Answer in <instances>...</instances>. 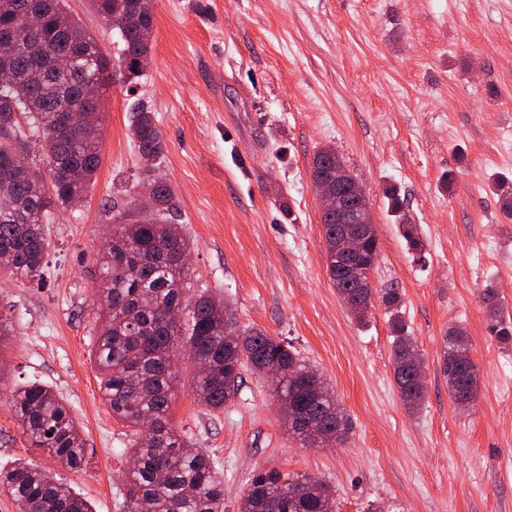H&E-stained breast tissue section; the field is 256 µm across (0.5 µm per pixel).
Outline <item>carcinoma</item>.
I'll list each match as a JSON object with an SVG mask.
<instances>
[{"label":"carcinoma","instance_id":"1","mask_svg":"<svg viewBox=\"0 0 512 512\" xmlns=\"http://www.w3.org/2000/svg\"><path fill=\"white\" fill-rule=\"evenodd\" d=\"M117 34V52H102L93 37L69 12L66 0H0V67L12 81L0 85V269L25 278L39 277L48 241L44 225L55 212L88 191L100 166L101 101H91L84 87L103 85L105 73L125 83L144 76L140 61L150 57L154 41L155 0H87ZM67 58L59 70L53 62ZM129 131L141 158V184L151 186L141 205L112 202L115 230L98 255L102 320L96 336L95 361L102 398L112 416L136 436L129 449L133 467L127 475L126 512H223L224 478L213 460L177 434L169 424L175 401L174 358L185 352L208 371L196 379L198 401L222 410L235 396L241 370L284 374L273 388L328 440L344 441L351 418L335 392L300 359L294 348L257 328L228 331L236 324L231 306L202 290L190 297V269L183 262L190 244L177 213L171 186L154 175L165 152L153 112L137 103ZM37 143L47 160L50 184L29 165L19 170L16 158ZM311 179L316 192L339 184L352 199L357 179L330 145L316 151ZM505 216L512 217V183L495 181ZM326 269L344 302L358 303L355 319H366L373 306L371 288L358 287L357 276L336 260L343 225L336 214L321 212ZM391 318L394 375L405 409L414 414L424 403L417 380L419 350L401 316V295L393 288L379 296ZM483 299L499 341L512 342V317L499 306L493 283ZM443 375L452 400L477 398L479 371L470 355L467 331L455 326L443 339ZM11 405L23 433L69 467H80L83 440L68 406L51 388L31 383L11 393ZM0 487L19 512H93L89 502L42 469L22 462L0 469ZM240 512H336L330 486L307 474L284 477L257 471L243 494Z\"/></svg>","mask_w":512,"mask_h":512}]
</instances>
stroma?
<instances>
[{
    "label": "stroma",
    "instance_id": "1",
    "mask_svg": "<svg viewBox=\"0 0 512 512\" xmlns=\"http://www.w3.org/2000/svg\"><path fill=\"white\" fill-rule=\"evenodd\" d=\"M101 163L82 206L46 225L43 274L0 270V467L23 460L125 512L132 439L103 401L94 362L97 253L106 203L138 196L143 161L130 109L155 115L192 243L195 290L231 302L240 328L289 342L352 419L343 444L293 436L267 379L243 369L223 410L201 405L188 355L176 360L171 423L214 460L224 512L260 469L328 483L336 512H512V345L489 331L482 289L512 313V220L489 185L512 178V0H157L151 66L135 89L102 88ZM332 145L369 193L380 254L375 290L398 289L423 356L426 399L409 414L395 383L382 303L356 322L326 271L314 153ZM396 187L401 213L386 190ZM416 225L412 250L400 223ZM463 327L480 390L458 413L442 339ZM44 384L84 440L72 470L23 434L7 398Z\"/></svg>",
    "mask_w": 512,
    "mask_h": 512
}]
</instances>
